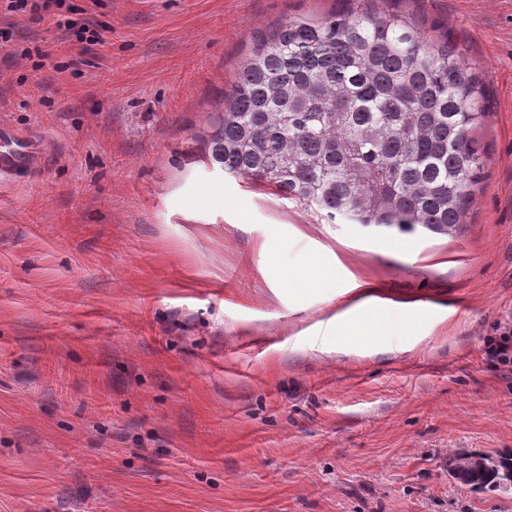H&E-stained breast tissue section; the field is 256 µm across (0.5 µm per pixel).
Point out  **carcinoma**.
<instances>
[{
    "instance_id": "cac0c4a2",
    "label": "carcinoma",
    "mask_w": 512,
    "mask_h": 512,
    "mask_svg": "<svg viewBox=\"0 0 512 512\" xmlns=\"http://www.w3.org/2000/svg\"><path fill=\"white\" fill-rule=\"evenodd\" d=\"M478 82L450 41L367 12L289 19L243 69L201 162L364 227L455 235L480 180ZM469 471L496 492L512 452Z\"/></svg>"
}]
</instances>
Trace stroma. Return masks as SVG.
I'll return each instance as SVG.
<instances>
[{
    "mask_svg": "<svg viewBox=\"0 0 512 512\" xmlns=\"http://www.w3.org/2000/svg\"><path fill=\"white\" fill-rule=\"evenodd\" d=\"M0 6V512H512L448 477L512 450V0ZM450 39L479 83L481 181L453 237L328 222L200 160L261 42L349 10ZM324 265L297 290L286 262ZM360 305L395 335L348 337ZM8 1L7 9L15 13L30 12L34 16L42 19L41 11L48 12L49 9L55 7L58 10H63L66 6L67 0H6ZM41 2V3H40ZM0 143L1 173L15 174L30 168L33 151L26 139L11 134L7 127H1ZM512 331L488 343V355L502 365L512 364Z\"/></svg>",
    "mask_w": 512,
    "mask_h": 512,
    "instance_id": "obj_1",
    "label": "stroma"
}]
</instances>
